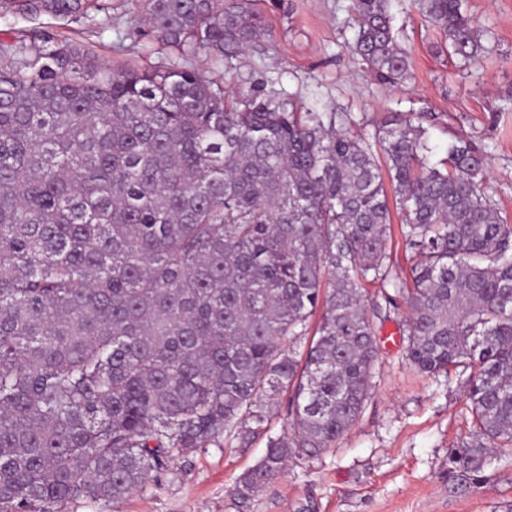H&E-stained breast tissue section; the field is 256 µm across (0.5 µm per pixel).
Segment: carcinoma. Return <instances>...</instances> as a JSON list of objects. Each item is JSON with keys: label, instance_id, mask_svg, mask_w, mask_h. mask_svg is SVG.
Listing matches in <instances>:
<instances>
[{"label": "carcinoma", "instance_id": "1", "mask_svg": "<svg viewBox=\"0 0 512 512\" xmlns=\"http://www.w3.org/2000/svg\"><path fill=\"white\" fill-rule=\"evenodd\" d=\"M253 2L141 0V34L220 65L273 37ZM415 2L461 62L486 51L465 0ZM392 8L351 0L353 53L394 83L410 62ZM102 10L0 0L32 22ZM422 117L358 133L264 84L228 101L186 64L112 69L53 26L0 40V512L115 500L186 448H244L260 396L289 395L292 433L237 479L240 504L335 443L370 386L365 285L390 282L393 207L408 359L467 374L451 489L489 483L512 447V222L488 153L458 138L431 160ZM393 240L391 244V254L393 262V272L398 273L404 278V273H408L410 251L406 250L404 242L400 239L397 229V217L394 216Z\"/></svg>", "mask_w": 512, "mask_h": 512}]
</instances>
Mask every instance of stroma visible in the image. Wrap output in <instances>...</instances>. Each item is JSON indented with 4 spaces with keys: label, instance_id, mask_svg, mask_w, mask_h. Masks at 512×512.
Returning <instances> with one entry per match:
<instances>
[{
    "label": "stroma",
    "instance_id": "obj_1",
    "mask_svg": "<svg viewBox=\"0 0 512 512\" xmlns=\"http://www.w3.org/2000/svg\"><path fill=\"white\" fill-rule=\"evenodd\" d=\"M94 12L55 26L96 43L105 64L161 69L181 63L153 37L137 36V0H106ZM350 0H257L273 32L216 70L205 55L192 64L225 91L246 97L263 80L278 81L299 106L350 113L373 132L388 111L425 112L431 144L444 155L455 137L490 155L487 181L512 220V0H467L483 30L486 52L462 65L441 52L440 34L418 11H397V39L411 55L412 75L394 85L375 79L351 55ZM406 307L374 321L378 360L362 412L329 448L293 460L248 506L238 504L237 478L263 456L265 438L245 448L211 445L178 454L168 472L118 501L68 502L63 512H512V447L498 451L489 484L449 490L448 454L471 431L465 377L418 372L406 357Z\"/></svg>",
    "mask_w": 512,
    "mask_h": 512
}]
</instances>
